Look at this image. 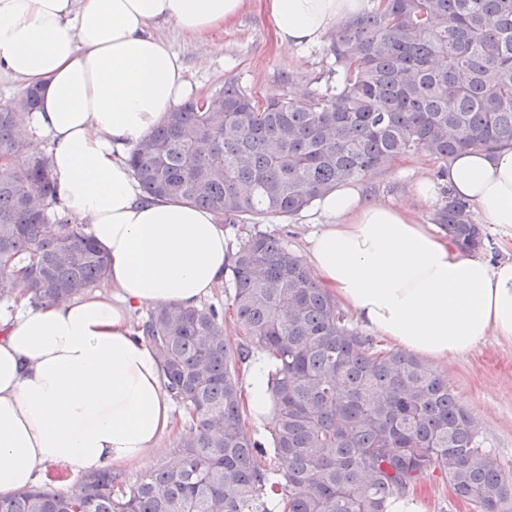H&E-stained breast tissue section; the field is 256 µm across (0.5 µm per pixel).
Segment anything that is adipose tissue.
Masks as SVG:
<instances>
[{
  "label": "adipose tissue",
  "instance_id": "1",
  "mask_svg": "<svg viewBox=\"0 0 512 512\" xmlns=\"http://www.w3.org/2000/svg\"><path fill=\"white\" fill-rule=\"evenodd\" d=\"M370 0H264L288 49L319 42ZM246 0H0V76L39 88L26 127L51 142L55 201L87 223L108 257L105 289L0 313V496L42 468L89 473L149 467L174 427L160 362L132 312L194 306L221 282L224 227L193 205L142 196L126 152L186 97L177 55L154 26L188 38L235 21ZM484 224L512 229V145L464 149L440 180L414 192L435 204L439 183ZM309 238L313 280L376 335L445 361L487 337L512 341V261L460 250L361 184L317 199Z\"/></svg>",
  "mask_w": 512,
  "mask_h": 512
}]
</instances>
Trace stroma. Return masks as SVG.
I'll return each instance as SVG.
<instances>
[{
    "label": "stroma",
    "mask_w": 512,
    "mask_h": 512,
    "mask_svg": "<svg viewBox=\"0 0 512 512\" xmlns=\"http://www.w3.org/2000/svg\"><path fill=\"white\" fill-rule=\"evenodd\" d=\"M262 3L249 0L233 24L193 41L170 26L155 27V34L170 42L185 71L189 99L215 96L228 81L261 98L285 94L301 99L335 85L332 36L303 49L281 48ZM441 167L440 161L419 154L367 173L361 184L369 195L401 204L425 222L433 209L414 196L412 187L419 178H437ZM311 215L307 208L292 216H272L259 228L282 238L291 251L304 257ZM435 370L478 420L482 447L512 477V342L488 337L471 352L437 364ZM415 496L426 512H473L437 471L423 479Z\"/></svg>",
    "instance_id": "35a3bbf8"
}]
</instances>
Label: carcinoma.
Returning <instances> with one entry per match:
<instances>
[{"mask_svg": "<svg viewBox=\"0 0 512 512\" xmlns=\"http://www.w3.org/2000/svg\"><path fill=\"white\" fill-rule=\"evenodd\" d=\"M331 51L332 93L259 101L229 81L224 111L196 100L167 113L129 152L141 190L255 225L400 158L512 144V0H377ZM28 116L0 107V164L14 168L0 179V298L24 287L37 307L104 285L107 257L49 215L53 179L25 143ZM432 221L464 252L483 245L452 195ZM227 268L250 346H229L212 306H157L137 325L189 416L176 461L131 484L104 470L67 492L34 486L0 498V512H271L269 491L284 512H386L436 469L478 512H512V483L448 383L349 327L281 239L247 234ZM253 348L268 358L275 473L243 417L236 365Z\"/></svg>", "mask_w": 512, "mask_h": 512, "instance_id": "carcinoma-1", "label": "carcinoma"}]
</instances>
